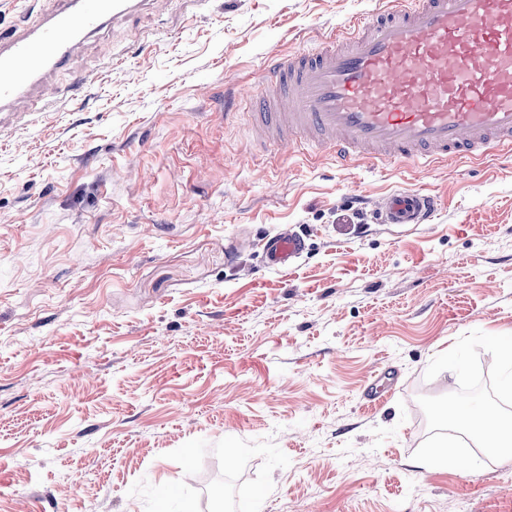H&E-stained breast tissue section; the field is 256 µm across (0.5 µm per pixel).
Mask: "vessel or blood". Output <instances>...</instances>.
Masks as SVG:
<instances>
[{"label":"vessel or blood","mask_w":512,"mask_h":512,"mask_svg":"<svg viewBox=\"0 0 512 512\" xmlns=\"http://www.w3.org/2000/svg\"><path fill=\"white\" fill-rule=\"evenodd\" d=\"M144 0H55L0 31V112L26 116L48 71L70 48ZM256 143L317 147L338 165L389 166L512 156V0H389L314 47L273 59ZM435 199L420 189L381 198L375 218L401 228L426 223ZM303 239L286 231L264 246L268 266L295 263ZM397 382L381 372L363 399L375 404Z\"/></svg>","instance_id":"b4317fda"}]
</instances>
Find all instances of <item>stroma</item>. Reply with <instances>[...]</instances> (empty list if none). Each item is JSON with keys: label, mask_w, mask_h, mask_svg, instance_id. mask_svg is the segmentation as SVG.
Here are the masks:
<instances>
[{"label": "stroma", "mask_w": 512, "mask_h": 512, "mask_svg": "<svg viewBox=\"0 0 512 512\" xmlns=\"http://www.w3.org/2000/svg\"><path fill=\"white\" fill-rule=\"evenodd\" d=\"M378 2L146 0L0 127V512H512V459H413L431 360L512 332V158L342 170L223 117ZM402 187L430 222L374 223ZM305 249L303 239L290 230L271 237L264 246L266 264L270 267L290 266ZM397 380L390 377L388 369L376 375L367 385L363 393L366 404H376L395 391Z\"/></svg>", "instance_id": "1"}]
</instances>
